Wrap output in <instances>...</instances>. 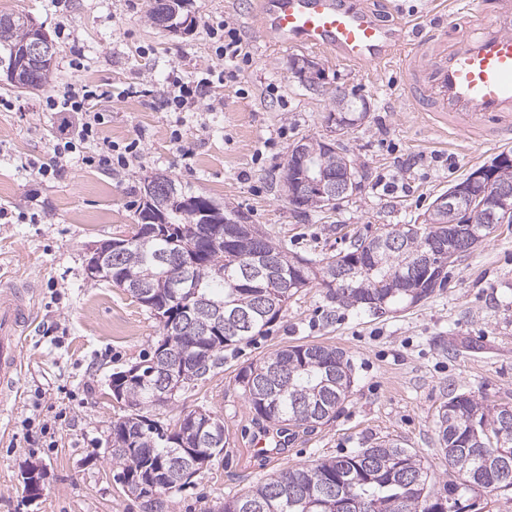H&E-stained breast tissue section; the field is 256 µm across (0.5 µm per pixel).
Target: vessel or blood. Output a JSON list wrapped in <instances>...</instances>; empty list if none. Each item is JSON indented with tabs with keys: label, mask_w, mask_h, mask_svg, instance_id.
<instances>
[{
	"label": "vessel or blood",
	"mask_w": 512,
	"mask_h": 512,
	"mask_svg": "<svg viewBox=\"0 0 512 512\" xmlns=\"http://www.w3.org/2000/svg\"><path fill=\"white\" fill-rule=\"evenodd\" d=\"M254 31L280 48L308 47L336 61H397L408 111L473 143L512 144V0H451L431 26H392L355 0H261ZM26 285L0 288V402L17 389L22 339L34 310ZM288 433L251 437L255 456L275 459Z\"/></svg>",
	"instance_id": "obj_1"
}]
</instances>
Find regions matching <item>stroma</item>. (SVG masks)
Segmentation results:
<instances>
[{"label": "stroma", "instance_id": "stroma-1", "mask_svg": "<svg viewBox=\"0 0 512 512\" xmlns=\"http://www.w3.org/2000/svg\"><path fill=\"white\" fill-rule=\"evenodd\" d=\"M257 0H192L199 25L172 33L151 25L149 0H0V11L23 12L56 38L60 21L74 29L58 40L55 86L74 79L111 89L105 136L139 140L141 155L126 171L77 167L36 183L23 165L49 162L57 134L42 94L0 83V206L38 194V223H0V285L27 282L35 310L23 350L18 389L0 405V512H144L140 499L115 480L110 431L120 409L115 372L141 363L159 323L123 289L91 280L88 244L134 231L143 182L154 173L220 206L249 216L289 252L319 257L348 251L393 224L420 223L434 199L473 169L490 164L496 148L440 134L407 111L403 76L394 66L339 63L318 50L276 49L257 38ZM234 17L249 56L234 79L215 85L197 111L162 110L155 94L170 70L202 77L214 58L204 21ZM81 48L89 62L74 72ZM308 58L323 70L319 87L292 71ZM364 98L368 115L343 144L357 163L359 190L323 210L296 212L281 168L301 137L326 138L337 94ZM298 344L341 348L355 383L335 418L294 431L284 456H253L254 430L278 431L257 418L238 383L240 372L275 350ZM512 403V224L448 269L446 287L417 304L383 314L331 302L320 285L295 296L267 334L225 348L224 365L194 389L157 410L164 424L205 407L224 422L226 446L193 483L165 499V512H220L225 499L270 475L322 458L345 456L388 439L417 451L436 489L448 479L437 437L438 411L449 393ZM36 464L43 493H23L21 474Z\"/></svg>", "mask_w": 512, "mask_h": 512}]
</instances>
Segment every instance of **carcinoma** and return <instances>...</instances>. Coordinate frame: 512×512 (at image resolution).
<instances>
[{
  "instance_id": "cac0c4a2",
  "label": "carcinoma",
  "mask_w": 512,
  "mask_h": 512,
  "mask_svg": "<svg viewBox=\"0 0 512 512\" xmlns=\"http://www.w3.org/2000/svg\"><path fill=\"white\" fill-rule=\"evenodd\" d=\"M176 0H150L147 18L166 30L190 31L196 20L188 8L172 9ZM42 27L33 18L17 12L0 14V58L10 59L14 51L33 40ZM19 83L10 87L19 93L42 90L54 78V59L21 66ZM336 114L346 129L367 116L366 104L357 107L346 98L336 102ZM308 167L336 177L352 174V161L345 146L339 151L326 147L314 136L302 137ZM181 203L153 212L142 206L138 225H156L161 238H134L129 246L112 256V284L127 291L159 322L160 336L152 355L131 368L112 374L111 390L124 414L112 420V462L119 467L117 480L123 491L144 500L149 512H163L162 496L191 483L204 466L220 454L206 442V435L224 430V421L205 411L212 425L201 429L202 418L191 410L166 427L150 418L146 410L157 408L156 384L168 353L190 359L195 353L205 357L199 367L186 366L180 389H190L224 365V348L237 345L266 332L288 309V303L316 281L326 288L332 302L346 307L373 310L372 302L414 303V292L425 289L428 279L443 271L448 243L480 231L494 223L490 208L461 201L464 225H449L446 214L425 212L419 224L393 225L407 234L400 247L386 250L378 237L359 240L344 254L318 260L292 255L288 248L273 242L265 233L255 234L243 212L224 209L212 199L178 189ZM238 224L241 233L230 248L209 241L217 226ZM177 250L189 263V281L174 288L166 277L164 253ZM256 255L280 258L283 276L295 280L298 288L287 295L264 279L250 281L242 267ZM355 267L347 287L336 290V264ZM274 363L280 376L269 380L264 369ZM354 382L353 368L346 353L332 346L302 344L277 350L264 361L249 366L239 375V383L256 416L295 427L309 428L336 417L349 397ZM455 405L438 416V441L448 459L450 479L445 495L435 491L428 476L406 488L400 472L422 468L417 452L381 440L349 456L319 459L291 468L253 486L239 496L224 501L221 512H340L336 499V477L349 481L353 498L365 512H432L434 502L456 503L476 489L487 493L504 491L495 462L483 464L471 448H512V437L502 434L503 402L490 404L464 393L451 396ZM187 461L190 475L171 486L165 475L177 462Z\"/></svg>"
}]
</instances>
